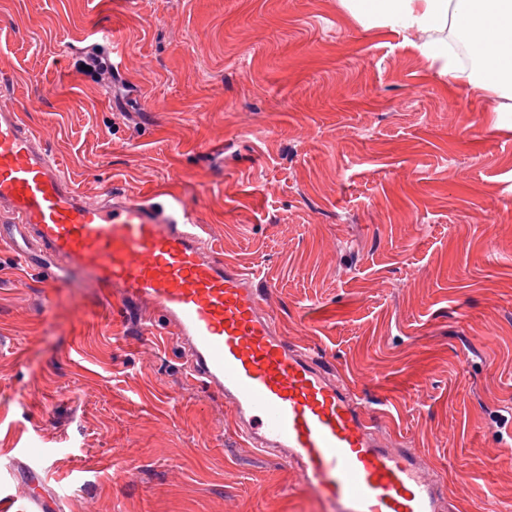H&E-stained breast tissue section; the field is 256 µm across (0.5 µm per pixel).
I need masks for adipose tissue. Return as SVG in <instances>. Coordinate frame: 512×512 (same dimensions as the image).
Wrapping results in <instances>:
<instances>
[{"label": "adipose tissue", "mask_w": 512, "mask_h": 512, "mask_svg": "<svg viewBox=\"0 0 512 512\" xmlns=\"http://www.w3.org/2000/svg\"><path fill=\"white\" fill-rule=\"evenodd\" d=\"M348 21L374 35L402 36L446 80L457 77L458 60L448 40L465 43L476 65L471 91L499 98L512 112V0H339Z\"/></svg>", "instance_id": "obj_1"}]
</instances>
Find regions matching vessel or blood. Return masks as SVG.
I'll return each mask as SVG.
<instances>
[{
	"label": "vessel or blood",
	"instance_id": "vessel-or-blood-1",
	"mask_svg": "<svg viewBox=\"0 0 512 512\" xmlns=\"http://www.w3.org/2000/svg\"><path fill=\"white\" fill-rule=\"evenodd\" d=\"M0 241L45 286L80 268L127 316L151 307L188 376L234 408L245 445L281 453L336 512H442L444 480L386 443L380 415L334 365L283 336L255 277L218 257L188 216L121 192L88 200L14 110L0 112ZM18 498L31 512L59 508L21 481L0 512Z\"/></svg>",
	"mask_w": 512,
	"mask_h": 512
}]
</instances>
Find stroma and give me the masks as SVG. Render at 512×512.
<instances>
[{
  "mask_svg": "<svg viewBox=\"0 0 512 512\" xmlns=\"http://www.w3.org/2000/svg\"><path fill=\"white\" fill-rule=\"evenodd\" d=\"M110 52L116 76L76 65ZM337 0H0V108L85 196L187 213L289 340L383 412L450 512H512V112ZM61 512H336L251 453L152 309L0 245V497ZM14 494H8L0 499L1 510L9 512L11 504L17 500L25 499L28 501L31 512H56L59 508V500L51 498L49 495L36 491L32 482L20 481L14 485Z\"/></svg>",
  "mask_w": 512,
  "mask_h": 512,
  "instance_id": "35a3bbf8",
  "label": "stroma"
}]
</instances>
